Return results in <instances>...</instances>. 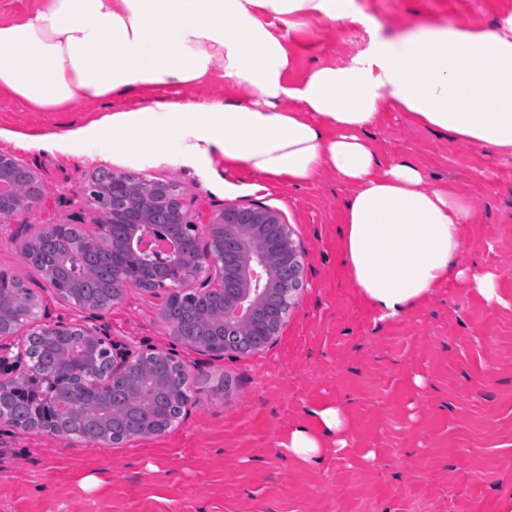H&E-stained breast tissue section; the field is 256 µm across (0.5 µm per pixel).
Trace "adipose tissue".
I'll return each mask as SVG.
<instances>
[{
  "label": "adipose tissue",
  "instance_id": "adipose-tissue-1",
  "mask_svg": "<svg viewBox=\"0 0 512 512\" xmlns=\"http://www.w3.org/2000/svg\"><path fill=\"white\" fill-rule=\"evenodd\" d=\"M361 24L366 39L340 64L312 67L297 85L270 22ZM251 90L249 102L189 97L214 68ZM148 87L167 97L116 109L101 123L113 156L139 163L159 154L205 166H242L299 185L330 169L353 188L343 252L364 298L393 318L449 278L503 304L493 271L460 267L471 208L447 186L424 188V172L381 164L367 137L393 107L464 146L512 156V14L493 29L451 24L384 33L357 0H46L23 20L0 23V89L39 109L77 97L107 105ZM282 446L316 466L345 451L341 406L311 412Z\"/></svg>",
  "mask_w": 512,
  "mask_h": 512
}]
</instances>
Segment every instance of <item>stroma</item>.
Returning <instances> with one entry per match:
<instances>
[{"label": "stroma", "instance_id": "stroma-1", "mask_svg": "<svg viewBox=\"0 0 512 512\" xmlns=\"http://www.w3.org/2000/svg\"><path fill=\"white\" fill-rule=\"evenodd\" d=\"M357 2L393 30L488 28L512 13V0ZM279 31L292 83L362 43L361 29L347 25ZM105 113L82 98L39 112L0 92V152L32 168L45 190L44 206L25 222L89 223L78 187L99 168L131 172L112 155V135L99 125ZM56 132L64 140L47 142ZM367 137L382 164L408 160L470 205L460 264L497 272L503 304L453 278L399 316L381 317L343 256L352 190L335 173L288 185L243 167L153 157L142 174L182 188L198 234L203 216L227 205L281 213L302 249V286L271 345L224 356L172 334L160 315L166 291L132 288L96 314L35 284L39 323L77 321L133 353L171 352L198 390L170 429L114 447L0 423V512H499L512 497V158L456 144L394 109L380 112ZM325 403L345 410L346 452L315 468L286 458L289 428Z\"/></svg>", "mask_w": 512, "mask_h": 512}]
</instances>
